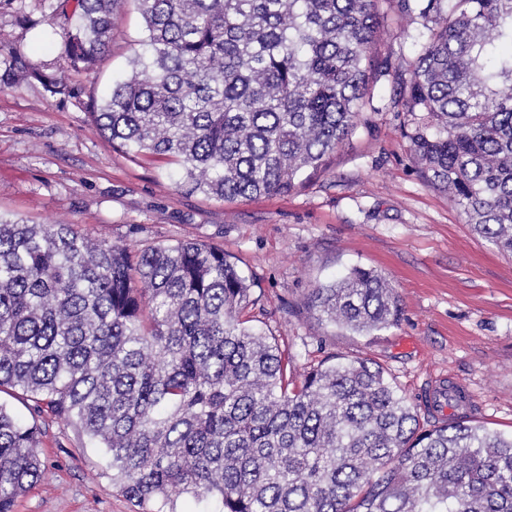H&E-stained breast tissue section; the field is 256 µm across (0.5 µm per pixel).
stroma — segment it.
<instances>
[{"label": "stroma", "instance_id": "stroma-1", "mask_svg": "<svg viewBox=\"0 0 512 512\" xmlns=\"http://www.w3.org/2000/svg\"><path fill=\"white\" fill-rule=\"evenodd\" d=\"M55 6L14 0L0 10V42L61 72L64 19L45 20ZM382 9L378 55L409 72L424 29L394 0ZM22 15L31 24H19ZM141 35L128 0L95 74H69L70 98L50 97L34 81L0 90V218L72 224L130 247L188 240L222 248L251 285L252 326L276 340L297 374L334 354L375 362L427 428L441 422L421 405L427 389L453 381L470 396L458 416L512 434V257L475 235L447 193L424 182L403 135L411 116L394 76L378 80L325 169L288 195L227 202L176 189L165 159L127 156L95 128L91 101L127 70ZM355 266L393 282L397 325L358 336L308 312L312 288ZM40 424L45 476L14 512H142L75 428L48 416Z\"/></svg>", "mask_w": 512, "mask_h": 512}]
</instances>
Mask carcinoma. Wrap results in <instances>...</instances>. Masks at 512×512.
Returning <instances> with one entry per match:
<instances>
[{
    "instance_id": "carcinoma-1",
    "label": "carcinoma",
    "mask_w": 512,
    "mask_h": 512,
    "mask_svg": "<svg viewBox=\"0 0 512 512\" xmlns=\"http://www.w3.org/2000/svg\"><path fill=\"white\" fill-rule=\"evenodd\" d=\"M60 55L93 70L127 0H76ZM127 76L92 104L123 153L178 166L176 187L226 202L285 195L349 135L375 75L379 0H135ZM426 29L405 110L428 186L512 256V0H397ZM0 90L64 75L0 45ZM250 284L197 242L122 246L72 224L0 219V512L41 481L47 412L103 450L112 482L176 512H512V436L464 418L420 427L377 364L332 357L300 383L248 324ZM318 319L359 335L399 322L382 273L312 289Z\"/></svg>"
}]
</instances>
